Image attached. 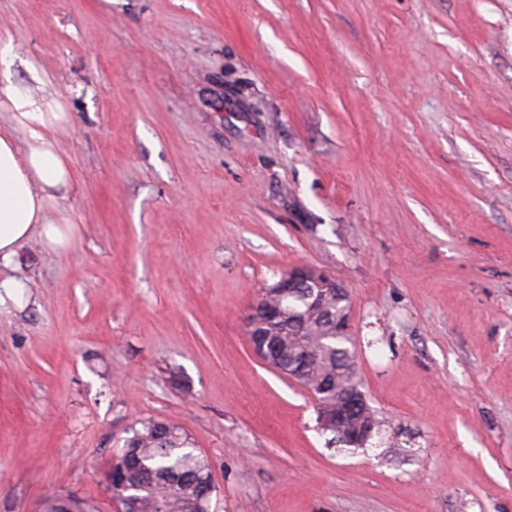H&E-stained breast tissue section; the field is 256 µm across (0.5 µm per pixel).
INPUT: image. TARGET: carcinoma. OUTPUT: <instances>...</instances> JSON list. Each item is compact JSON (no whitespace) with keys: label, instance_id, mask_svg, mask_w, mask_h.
<instances>
[{"label":"carcinoma","instance_id":"cac0c4a2","mask_svg":"<svg viewBox=\"0 0 512 512\" xmlns=\"http://www.w3.org/2000/svg\"><path fill=\"white\" fill-rule=\"evenodd\" d=\"M300 324L288 322V335L280 337L283 351L300 348L304 337ZM310 349L315 357L303 376H295L307 391L326 379L340 386L361 387L355 370V347L351 337H314ZM122 465L112 472V490L121 495L130 484L136 512H210L215 483L207 458L196 448L185 429L165 419H147L123 439ZM42 512H97L87 500L53 495L43 501Z\"/></svg>","mask_w":512,"mask_h":512}]
</instances>
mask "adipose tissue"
Segmentation results:
<instances>
[{"instance_id": "adipose-tissue-1", "label": "adipose tissue", "mask_w": 512, "mask_h": 512, "mask_svg": "<svg viewBox=\"0 0 512 512\" xmlns=\"http://www.w3.org/2000/svg\"><path fill=\"white\" fill-rule=\"evenodd\" d=\"M28 83L0 77V262H11L18 246L32 235L48 247L65 246L72 232L70 214L57 205V195L72 181V171L59 146L58 134L68 122L64 104L35 94L47 85L44 69L28 64Z\"/></svg>"}]
</instances>
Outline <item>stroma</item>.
Segmentation results:
<instances>
[{
    "label": "stroma",
    "mask_w": 512,
    "mask_h": 512,
    "mask_svg": "<svg viewBox=\"0 0 512 512\" xmlns=\"http://www.w3.org/2000/svg\"><path fill=\"white\" fill-rule=\"evenodd\" d=\"M8 41L75 230L0 265V512H114L148 418L211 512H512V0H0ZM299 265L350 295L366 447L246 336ZM42 512H97V510L87 500L70 495H53L44 499Z\"/></svg>",
    "instance_id": "stroma-1"
}]
</instances>
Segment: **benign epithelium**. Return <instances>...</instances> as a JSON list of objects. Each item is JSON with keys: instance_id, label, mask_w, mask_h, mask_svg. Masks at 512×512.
<instances>
[{"instance_id": "7a95c632", "label": "benign epithelium", "mask_w": 512, "mask_h": 512, "mask_svg": "<svg viewBox=\"0 0 512 512\" xmlns=\"http://www.w3.org/2000/svg\"><path fill=\"white\" fill-rule=\"evenodd\" d=\"M289 294H294L301 300L302 310L299 315L310 320L324 317L329 312L331 302L348 298L345 288L335 278L305 266L292 267L280 276L275 285L265 288L260 299L251 308L247 316V335H280L278 328L287 318V312L274 302V296L283 297ZM326 328L338 336L351 333V306H345L340 313L330 318ZM319 390L326 394H336V406L322 415V425L336 426V433L350 443L366 444L377 425L368 411L362 412L355 427H344L350 419L352 409L358 408L363 402L358 393L348 390L337 394L335 384L330 381L322 383Z\"/></svg>"}]
</instances>
